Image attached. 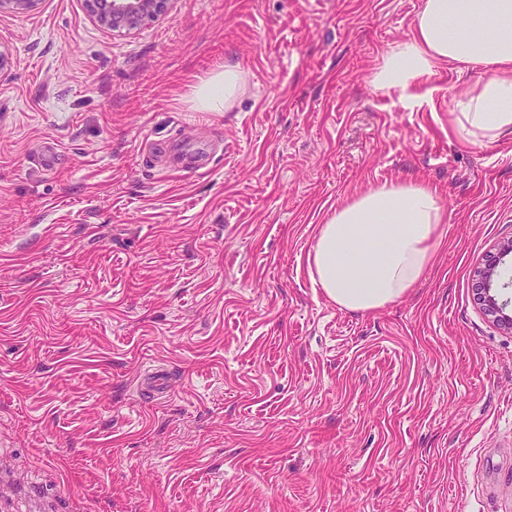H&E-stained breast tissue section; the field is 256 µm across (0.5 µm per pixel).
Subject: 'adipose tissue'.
I'll use <instances>...</instances> for the list:
<instances>
[{"label":"adipose tissue","mask_w":512,"mask_h":512,"mask_svg":"<svg viewBox=\"0 0 512 512\" xmlns=\"http://www.w3.org/2000/svg\"><path fill=\"white\" fill-rule=\"evenodd\" d=\"M448 64L486 68L483 78L455 93V132L478 146L512 133V0H422L410 34L385 53L370 83L412 105L419 86ZM240 82L232 66L203 81L194 92L198 109L224 111ZM445 222L430 185L409 179L370 187L319 226L308 272L337 307L382 309L425 276Z\"/></svg>","instance_id":"1"}]
</instances>
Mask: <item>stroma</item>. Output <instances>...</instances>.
I'll return each instance as SVG.
<instances>
[{
  "label": "stroma",
  "instance_id": "1",
  "mask_svg": "<svg viewBox=\"0 0 512 512\" xmlns=\"http://www.w3.org/2000/svg\"><path fill=\"white\" fill-rule=\"evenodd\" d=\"M420 5L174 0L125 35L84 0L0 12V512H512V331L472 291L512 240V134L451 128L477 67L372 91ZM227 65L242 91L199 111ZM412 178L435 264L339 309L318 226Z\"/></svg>",
  "mask_w": 512,
  "mask_h": 512
}]
</instances>
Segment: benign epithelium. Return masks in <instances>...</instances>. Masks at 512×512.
Returning a JSON list of instances; mask_svg holds the SVG:
<instances>
[{
	"mask_svg": "<svg viewBox=\"0 0 512 512\" xmlns=\"http://www.w3.org/2000/svg\"><path fill=\"white\" fill-rule=\"evenodd\" d=\"M88 13L103 28L127 34L165 15L173 0H85ZM39 0H0V12L28 13ZM512 254V240L489 252L474 274V298L486 316L512 331V300L501 298L500 264Z\"/></svg>",
	"mask_w": 512,
	"mask_h": 512,
	"instance_id": "obj_1",
	"label": "benign epithelium"
}]
</instances>
